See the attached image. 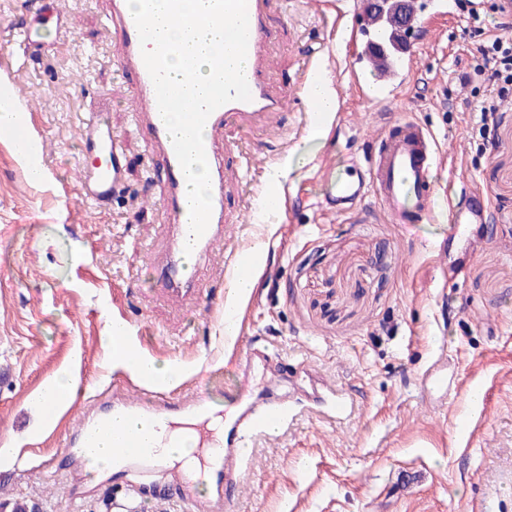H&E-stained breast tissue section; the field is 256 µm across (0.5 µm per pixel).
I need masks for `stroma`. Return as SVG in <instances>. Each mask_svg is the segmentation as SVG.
<instances>
[{
  "mask_svg": "<svg viewBox=\"0 0 512 512\" xmlns=\"http://www.w3.org/2000/svg\"><path fill=\"white\" fill-rule=\"evenodd\" d=\"M62 3L75 35L53 39L39 61L12 55L0 66L36 105L32 130L56 176L55 190L30 187L0 140V372L13 375L0 385V447L15 450L0 467V501L104 512V500L116 497L137 512H195L196 499L217 492L203 476L187 486L155 482L134 467L98 476L70 448L83 408L136 387L105 340L109 319L125 314L142 328L148 356L185 367L169 399L201 389L232 409L251 348L272 364L257 371V390H293L286 428L248 446L235 512H512V99L501 102L483 137L485 84L462 38L472 24L467 14L454 11L441 24L401 90L415 102L408 119L428 128L448 158L438 168L441 184H467L490 204V223L467 225L452 239L445 197L429 223L412 228L392 223L373 199L348 215L327 214L322 162L346 164L363 136L398 115L359 101L348 49L326 31L335 10L315 0H268L279 59L273 83L290 87L306 51L323 46L327 79L345 93L347 110L341 130L318 142L298 111L284 114L275 137L294 162L281 184L289 214L241 224L236 202L225 204L239 247L264 242L268 258L228 356L218 303L230 286L223 259L196 307L174 311L155 297L146 257L161 245L170 215L119 94L124 75L105 26L110 0ZM102 102L125 143L129 192L75 224L66 209L81 205L78 124ZM468 242L479 247L471 260L462 256ZM438 361L455 364L462 387L441 405L421 387ZM65 370L77 390L55 424L40 429L33 399ZM313 376L349 394L350 417H331L326 402L307 399ZM475 383L489 389L488 401H468Z\"/></svg>",
  "mask_w": 512,
  "mask_h": 512,
  "instance_id": "stroma-1",
  "label": "stroma"
}]
</instances>
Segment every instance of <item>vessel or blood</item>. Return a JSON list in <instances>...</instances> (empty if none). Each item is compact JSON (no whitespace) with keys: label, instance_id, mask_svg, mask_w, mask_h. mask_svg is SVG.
Segmentation results:
<instances>
[{"label":"vessel or blood","instance_id":"1","mask_svg":"<svg viewBox=\"0 0 512 512\" xmlns=\"http://www.w3.org/2000/svg\"><path fill=\"white\" fill-rule=\"evenodd\" d=\"M454 0H398L395 8L381 12L371 9L369 0H362L353 9L345 26L350 45L355 48V65L350 78L366 105L374 109L390 107L402 111L403 106L394 96L397 87L405 83L414 70V59L427 43L438 21L451 16ZM29 18L21 25L18 43L27 58L43 56L47 50L43 28H52L54 34L73 30L71 19L61 7L60 0H29ZM249 24L245 77L250 89V101H231L216 109L205 123L209 138L204 141L211 178L212 213L206 232L196 242L192 253L184 248L189 237V204L186 195V177L177 159L169 132L160 116L155 88L144 64L137 27L125 0H112L106 27L118 38L117 63L122 70L134 72L136 82L130 86L131 96L139 103L134 114L137 130L146 133L148 156L159 157L165 170L166 196L164 203L171 215L168 243L165 249L150 258L151 267L159 274V294L175 306L200 299L206 286L199 278L200 259L212 252L216 245L232 251L233 259L225 273L239 278L253 273L261 263L258 253L235 250L233 235L224 223V201L230 195L234 180L244 177L250 167L240 150L220 151L215 133L235 126L239 131H264L281 120L290 106H297L305 122H312L316 109L307 95L308 87L322 78L320 64L304 66L294 92L275 87L269 80L274 60L269 52L272 32L267 23L266 0H247ZM27 122L7 131L25 173H37L40 182H47L43 142L30 141ZM84 164L79 167L77 187L84 204L102 209L127 190L125 172L128 159L122 139L115 135L104 112L86 114L79 126ZM441 163L434 137L417 122L407 120L383 129L381 135L362 149L361 158L349 167H323V195L326 210L340 215L358 206L368 198H376L392 223L415 225L428 223L442 189L435 179ZM489 220V205L477 189H470L452 203L448 219L450 236L462 235L468 224H484ZM112 351L125 362L142 358L143 352L135 342L136 331L130 320L113 322ZM424 381L429 391L455 394L458 386L449 380L448 372L432 367ZM211 410V402L203 393L190 399L164 406L142 402L123 401L93 411L85 417L76 431L72 445L89 448L104 436L111 437L112 446L128 464L147 471L161 469L154 451L142 435L120 432L112 427V419L120 414H141L153 427L164 420L179 417L193 420ZM289 406L286 400L276 398L251 402L237 418L224 428L222 441L210 443L201 438V447H213L222 467L216 477L224 483V509L232 512L240 496L238 477L249 464L244 452L247 441L257 435H266L288 423Z\"/></svg>","mask_w":512,"mask_h":512}]
</instances>
